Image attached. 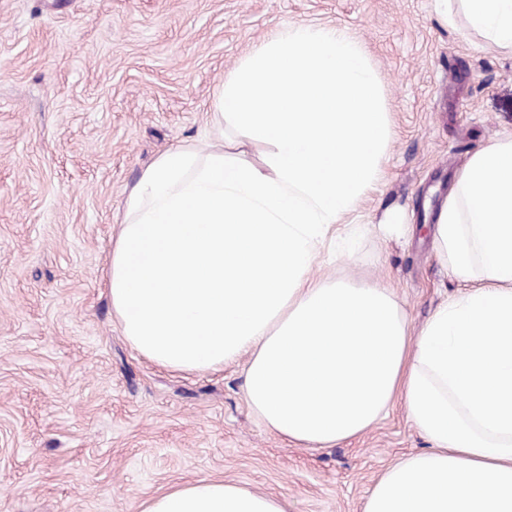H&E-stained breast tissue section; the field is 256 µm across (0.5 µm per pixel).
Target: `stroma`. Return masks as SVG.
<instances>
[{
  "instance_id": "1",
  "label": "stroma",
  "mask_w": 512,
  "mask_h": 512,
  "mask_svg": "<svg viewBox=\"0 0 512 512\" xmlns=\"http://www.w3.org/2000/svg\"><path fill=\"white\" fill-rule=\"evenodd\" d=\"M0 0V512H141L217 478L286 512H363L378 477L427 450L402 401L327 448L252 411L247 360L183 373L125 339L104 271L142 171L175 146L268 143L217 130L215 93L292 24L334 26L378 78L390 137L374 186L318 245L329 284L389 288L411 332L466 292L433 227L471 155L512 134V55L459 0ZM397 224L381 234L386 215Z\"/></svg>"
}]
</instances>
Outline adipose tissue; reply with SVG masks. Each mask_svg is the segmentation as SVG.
I'll list each match as a JSON object with an SVG mask.
<instances>
[{
  "mask_svg": "<svg viewBox=\"0 0 512 512\" xmlns=\"http://www.w3.org/2000/svg\"><path fill=\"white\" fill-rule=\"evenodd\" d=\"M461 2L470 28L512 53V0ZM214 109L271 145L267 167L177 146L143 170L106 272L128 342L180 372L248 355L250 407L311 447L362 434L402 398L431 447L385 470L363 512H512V135L472 155L433 230L439 258L474 288L414 336L388 289L308 275L389 141L355 44L334 27L289 26L232 72ZM142 512L286 509L203 478Z\"/></svg>",
  "mask_w": 512,
  "mask_h": 512,
  "instance_id": "1",
  "label": "adipose tissue"
}]
</instances>
